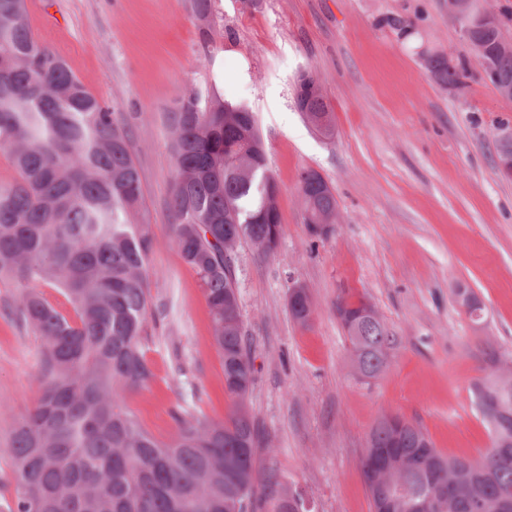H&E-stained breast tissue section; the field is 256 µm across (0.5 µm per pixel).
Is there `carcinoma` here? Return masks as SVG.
<instances>
[{
  "instance_id": "obj_1",
  "label": "carcinoma",
  "mask_w": 512,
  "mask_h": 512,
  "mask_svg": "<svg viewBox=\"0 0 512 512\" xmlns=\"http://www.w3.org/2000/svg\"><path fill=\"white\" fill-rule=\"evenodd\" d=\"M24 0H0V153L16 179L0 184V280L19 292L20 325L44 338L38 398L15 424L7 445L16 493L8 512H232L247 501L272 512H307L299 494L263 490L256 496L254 448L260 433L245 399L255 364L245 343L230 277L236 252L224 238L248 240L266 254L281 236L278 182L261 159L241 150L244 133L261 141L252 113L196 93L180 98L167 116L174 175L169 209L172 240L199 277L221 356L224 388L236 399L224 421L172 412L166 441L148 431L126 404L127 395L155 379L147 357L154 319L149 257L150 225L131 218L142 205L140 175L129 131L102 99L90 93L63 58L32 34ZM475 26L480 51L467 47L496 87H512V48L490 23ZM434 80L465 86L463 61L450 65L425 54ZM297 105L327 133L330 112L314 78L300 84ZM303 210L323 219L336 198L306 169L299 176ZM49 287L61 308L42 291ZM363 375L387 367L392 336L380 322L345 329ZM491 445L477 459L447 457L417 425L399 417L372 428L361 466L371 501L378 471H402L413 490L395 512H448V501L472 497L479 512H504L512 497V384L488 373L472 386Z\"/></svg>"
}]
</instances>
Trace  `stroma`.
Segmentation results:
<instances>
[{
	"label": "stroma",
	"instance_id": "stroma-1",
	"mask_svg": "<svg viewBox=\"0 0 512 512\" xmlns=\"http://www.w3.org/2000/svg\"><path fill=\"white\" fill-rule=\"evenodd\" d=\"M27 19L131 132L154 238L148 356L156 378L129 399L145 428L165 439L176 406L209 420L234 407L204 292L171 242L167 114L194 92L253 113L279 184L278 248L266 254L241 242L235 263L257 369L246 404L261 434L258 480L274 476L309 512H372L361 458L383 416L421 426L448 456L490 447L472 384L489 371L485 346L512 362V177L496 157L512 100L475 60L459 93L425 69V50L466 57L448 0H212L205 23L193 0H33ZM305 72L323 88L332 136L297 107ZM305 169L325 178L339 214L316 242L298 189ZM299 284L313 304L304 325L288 307ZM460 287L481 300V322L458 302ZM346 288L372 304L393 338L388 367L373 379L355 369L336 316ZM17 301L16 288L0 285L5 501L15 495L8 434L36 400L43 348L11 314Z\"/></svg>",
	"mask_w": 512,
	"mask_h": 512
}]
</instances>
